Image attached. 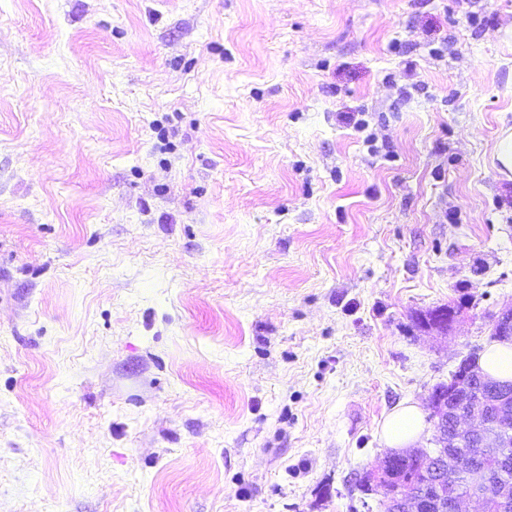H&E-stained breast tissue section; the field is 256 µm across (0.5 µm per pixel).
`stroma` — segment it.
I'll use <instances>...</instances> for the list:
<instances>
[{
  "label": "stroma",
  "instance_id": "obj_1",
  "mask_svg": "<svg viewBox=\"0 0 512 512\" xmlns=\"http://www.w3.org/2000/svg\"><path fill=\"white\" fill-rule=\"evenodd\" d=\"M507 126L512 0H0V512H350L512 302ZM490 161L503 181L512 182V128H503L491 151ZM461 313V309L455 305L438 307L431 311L430 315L426 318L428 323L424 331L437 330L440 332H447L448 327H451L457 320ZM422 409L418 404L395 408L381 426V434L388 448L400 450L412 444L424 430Z\"/></svg>",
  "mask_w": 512,
  "mask_h": 512
}]
</instances>
